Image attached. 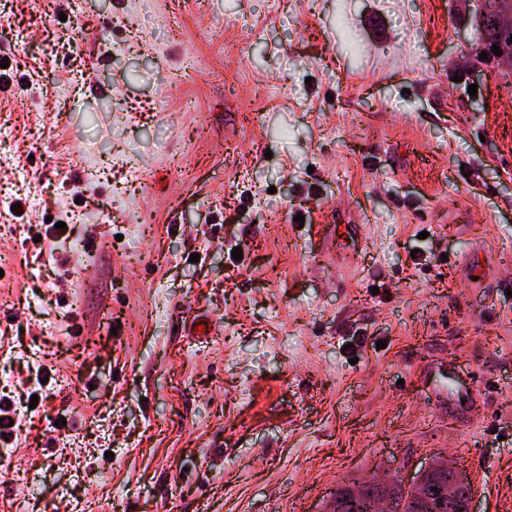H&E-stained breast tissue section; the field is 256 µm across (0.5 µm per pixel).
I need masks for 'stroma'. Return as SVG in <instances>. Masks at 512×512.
Returning <instances> with one entry per match:
<instances>
[{
	"mask_svg": "<svg viewBox=\"0 0 512 512\" xmlns=\"http://www.w3.org/2000/svg\"><path fill=\"white\" fill-rule=\"evenodd\" d=\"M475 34L459 0H0V395L46 380L0 512H323L439 456L512 512V87ZM476 373L484 416L441 410Z\"/></svg>",
	"mask_w": 512,
	"mask_h": 512,
	"instance_id": "35a3bbf8",
	"label": "stroma"
}]
</instances>
